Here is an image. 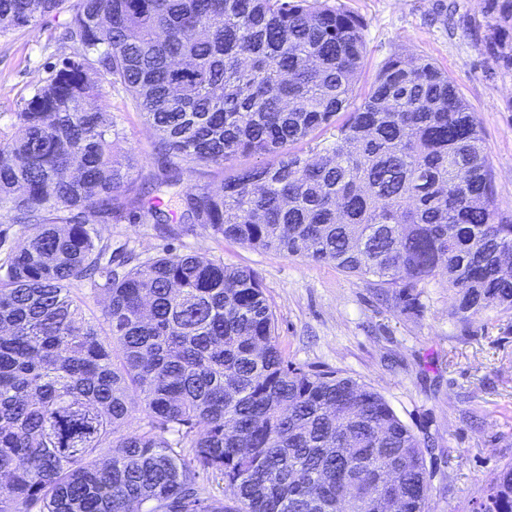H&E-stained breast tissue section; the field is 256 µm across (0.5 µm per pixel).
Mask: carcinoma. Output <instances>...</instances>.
<instances>
[{
	"mask_svg": "<svg viewBox=\"0 0 512 512\" xmlns=\"http://www.w3.org/2000/svg\"><path fill=\"white\" fill-rule=\"evenodd\" d=\"M61 3L0 0V34ZM471 36L511 72L512 0ZM63 38L78 53L0 131V512H424L432 443L374 389L286 360L257 272L171 247L135 263L96 225L146 212L331 264L399 312L437 279L461 321L511 312L512 219L448 74L396 54L357 93L364 22L328 0H74ZM103 79L166 158L139 183L112 113L90 110ZM191 164L212 180L172 217ZM15 225L34 228L19 247ZM355 459L393 474L360 509ZM476 512H512L511 463Z\"/></svg>",
	"mask_w": 512,
	"mask_h": 512,
	"instance_id": "obj_1",
	"label": "carcinoma"
}]
</instances>
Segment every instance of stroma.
<instances>
[{
    "label": "stroma",
    "instance_id": "stroma-1",
    "mask_svg": "<svg viewBox=\"0 0 512 512\" xmlns=\"http://www.w3.org/2000/svg\"><path fill=\"white\" fill-rule=\"evenodd\" d=\"M328 2L365 24L358 90H366L397 52L423 55L448 74L482 130L496 205L512 215V74L493 70L470 35L487 19L485 0ZM69 16L65 7L41 26L0 36V113L21 110L52 66L75 55L76 46L61 39ZM100 92L117 122L118 151L135 154L144 170L161 167L165 158L156 137L127 92L105 81ZM98 230L113 247L142 260L169 240L180 251L256 270L286 360L366 384L415 433L435 441L426 457V512H470L485 481L512 462V314L487 312L462 325L452 315L453 289L437 281L424 288L419 311L402 314L378 300L365 281L333 266L245 248L197 226L173 225L167 239L148 216Z\"/></svg>",
    "mask_w": 512,
    "mask_h": 512
}]
</instances>
